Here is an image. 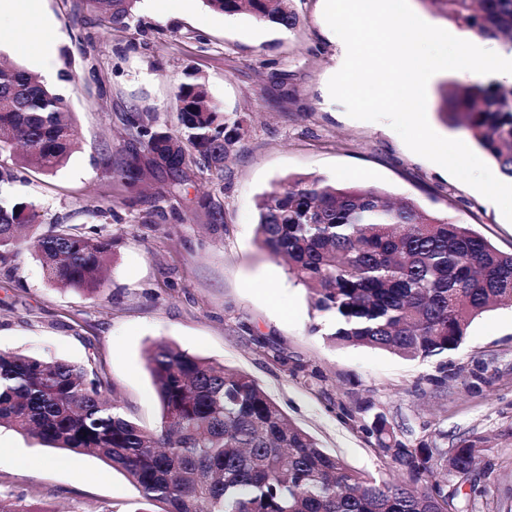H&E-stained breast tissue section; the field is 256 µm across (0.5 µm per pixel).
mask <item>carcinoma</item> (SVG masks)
Listing matches in <instances>:
<instances>
[{
    "label": "carcinoma",
    "instance_id": "carcinoma-1",
    "mask_svg": "<svg viewBox=\"0 0 512 512\" xmlns=\"http://www.w3.org/2000/svg\"><path fill=\"white\" fill-rule=\"evenodd\" d=\"M114 25L133 19L136 0H90ZM217 14L247 9L285 29L297 23L291 0H202ZM435 14L512 51V0H421ZM439 114L465 129L512 179V84L496 79L442 86ZM178 126L160 130L140 112L125 126L156 167L169 173L168 193L188 180L185 167L203 159L223 176L241 136V121L215 104L195 78L176 88ZM50 173L76 145L65 98L22 67H0V156ZM134 189L140 170L111 171ZM256 234L310 293L315 311L331 318L326 339L337 346L380 349L407 360L446 358L476 316L512 307V254L468 224L398 201L376 187L329 184L293 176L257 203ZM42 225L37 206L0 200V259L23 226ZM48 282L93 294L102 286L112 240L91 226L50 224L30 241ZM162 406L159 425L133 421L101 366L0 352V426L39 443L97 455L124 474L140 499L131 512H471L483 491L448 493L468 477L485 439L459 441L455 454L403 441L377 418L369 433L376 451L404 475L378 479L319 447L307 431L250 376L158 343L146 357Z\"/></svg>",
    "mask_w": 512,
    "mask_h": 512
}]
</instances>
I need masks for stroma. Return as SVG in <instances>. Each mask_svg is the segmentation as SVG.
Here are the masks:
<instances>
[{"label":"stroma","instance_id":"1","mask_svg":"<svg viewBox=\"0 0 512 512\" xmlns=\"http://www.w3.org/2000/svg\"><path fill=\"white\" fill-rule=\"evenodd\" d=\"M294 29L242 11L217 15L200 0H138L126 26L103 21L87 0H43L42 17L0 18V28L55 38V84L75 114L79 146L54 174L12 166L0 197L37 205L45 223L94 226L112 239L95 296L46 281L29 244L0 262V350L86 364L98 357L126 414L155 427L161 414L145 354L156 342L254 378L288 419L323 450L386 480L400 473L361 427L383 413L407 442L454 447L484 437L473 482L487 501L512 497V309L484 313L446 361L405 360L367 347L331 346L304 286L255 239L257 203L291 175H317L410 198L468 224L512 253V222L446 169L412 152L386 122L349 117L327 104L336 45L323 0H291ZM198 78L212 101L237 113L244 134L223 179L192 168L179 196L167 174L128 136L136 111L175 127L174 87ZM137 166L127 190L110 169ZM210 196L223 212L213 223ZM445 369V385L429 378ZM17 450L0 457V500L54 512H130L137 488L99 458L47 448L12 428ZM47 466L29 471L19 457Z\"/></svg>","mask_w":512,"mask_h":512}]
</instances>
